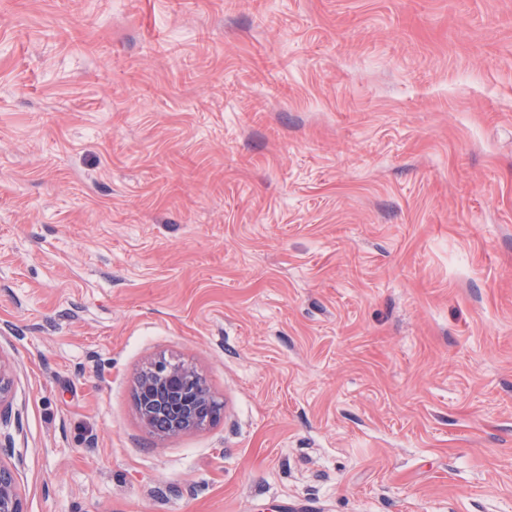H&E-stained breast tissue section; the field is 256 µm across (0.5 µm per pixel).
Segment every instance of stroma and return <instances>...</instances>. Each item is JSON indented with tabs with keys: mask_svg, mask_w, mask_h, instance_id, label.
<instances>
[{
	"mask_svg": "<svg viewBox=\"0 0 512 512\" xmlns=\"http://www.w3.org/2000/svg\"><path fill=\"white\" fill-rule=\"evenodd\" d=\"M0 360L24 512H512V0H0ZM134 399L138 417L158 442L212 424L217 399L195 368L165 358L137 375Z\"/></svg>",
	"mask_w": 512,
	"mask_h": 512,
	"instance_id": "35a3bbf8",
	"label": "stroma"
}]
</instances>
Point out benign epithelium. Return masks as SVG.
<instances>
[{"mask_svg": "<svg viewBox=\"0 0 512 512\" xmlns=\"http://www.w3.org/2000/svg\"><path fill=\"white\" fill-rule=\"evenodd\" d=\"M134 399L142 425L159 442L212 424L217 403L202 374L190 365L165 358L140 371ZM0 512H24L20 492L1 463Z\"/></svg>", "mask_w": 512, "mask_h": 512, "instance_id": "benign-epithelium-1", "label": "benign epithelium"}]
</instances>
